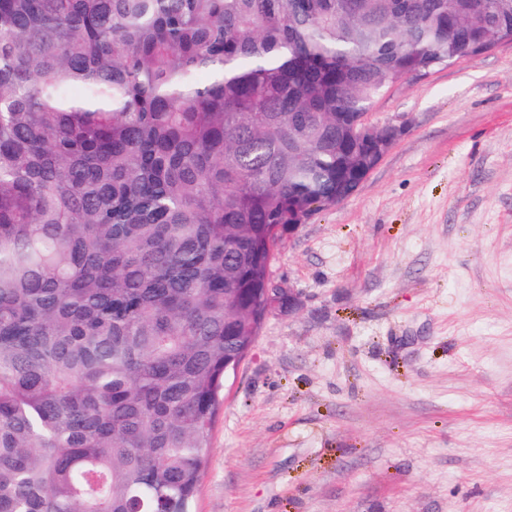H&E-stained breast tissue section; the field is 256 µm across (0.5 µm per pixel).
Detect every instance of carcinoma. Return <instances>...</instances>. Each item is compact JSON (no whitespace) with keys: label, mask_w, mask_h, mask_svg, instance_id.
<instances>
[{"label":"carcinoma","mask_w":512,"mask_h":512,"mask_svg":"<svg viewBox=\"0 0 512 512\" xmlns=\"http://www.w3.org/2000/svg\"><path fill=\"white\" fill-rule=\"evenodd\" d=\"M512 0H0V512H194L277 227Z\"/></svg>","instance_id":"carcinoma-1"}]
</instances>
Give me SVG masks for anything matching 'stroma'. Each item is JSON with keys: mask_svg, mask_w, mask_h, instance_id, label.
Listing matches in <instances>:
<instances>
[{"mask_svg": "<svg viewBox=\"0 0 512 512\" xmlns=\"http://www.w3.org/2000/svg\"><path fill=\"white\" fill-rule=\"evenodd\" d=\"M404 132L284 238L197 512H512V43L397 82Z\"/></svg>", "mask_w": 512, "mask_h": 512, "instance_id": "35a3bbf8", "label": "stroma"}]
</instances>
